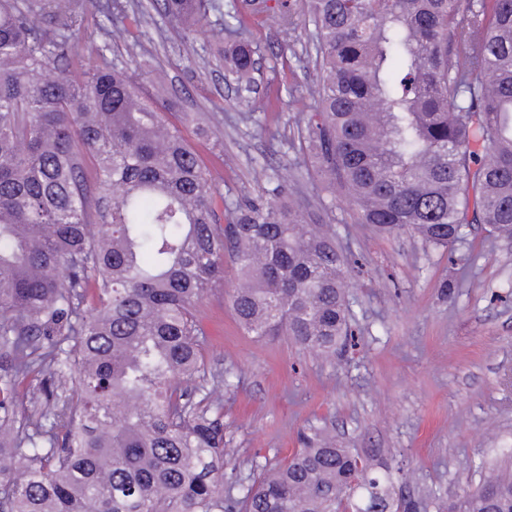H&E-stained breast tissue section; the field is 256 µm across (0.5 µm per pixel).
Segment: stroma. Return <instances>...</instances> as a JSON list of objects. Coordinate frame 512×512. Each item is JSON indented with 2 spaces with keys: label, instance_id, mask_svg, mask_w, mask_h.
I'll return each mask as SVG.
<instances>
[{
  "label": "stroma",
  "instance_id": "obj_1",
  "mask_svg": "<svg viewBox=\"0 0 512 512\" xmlns=\"http://www.w3.org/2000/svg\"><path fill=\"white\" fill-rule=\"evenodd\" d=\"M75 42L131 64L149 91L174 95L211 132L185 135L217 169L226 200L255 195L265 176L289 169L294 198L334 225L337 243L359 259L347 285L349 319L359 342L336 359L300 350L287 338L246 334L225 277L198 303L205 367L223 373L224 442L243 485L265 462L287 458L299 436L331 431L339 446L394 468L397 494L423 500L426 512L479 485L485 468L512 460V244L473 230L454 252L401 232L381 235L351 221L342 199L322 208L313 161L298 132L313 110L308 33L262 22L248 32L258 69L253 91L238 92L219 53L222 25L210 15L186 51L156 0H97ZM126 40L106 36L111 20L135 10ZM273 106H266V99Z\"/></svg>",
  "mask_w": 512,
  "mask_h": 512
}]
</instances>
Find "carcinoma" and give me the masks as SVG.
<instances>
[{"label":"carcinoma","instance_id":"1","mask_svg":"<svg viewBox=\"0 0 512 512\" xmlns=\"http://www.w3.org/2000/svg\"><path fill=\"white\" fill-rule=\"evenodd\" d=\"M92 0H0V512H421L390 467L315 433L236 496L221 372L197 303L224 278L244 331L336 357L349 260L285 201L234 208L168 115L102 50L71 53ZM218 0H162L193 45ZM259 11L302 25L294 0ZM317 105L301 132L320 191L355 223L453 251L481 224L512 243V0H306ZM224 63L251 88L245 19ZM50 417H19V378ZM448 512H512L496 469Z\"/></svg>","mask_w":512,"mask_h":512}]
</instances>
